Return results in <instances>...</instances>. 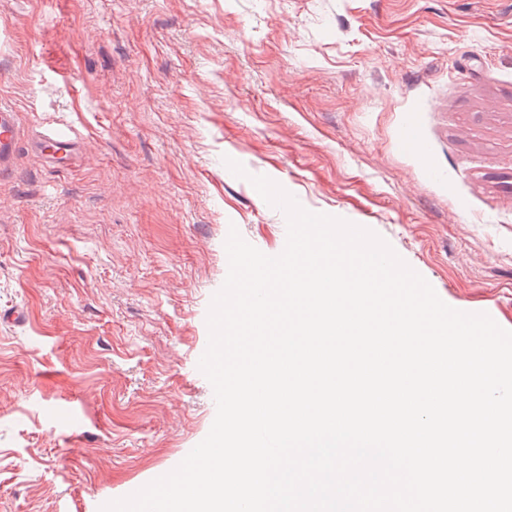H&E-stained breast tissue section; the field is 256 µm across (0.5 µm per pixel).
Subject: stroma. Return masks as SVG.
I'll return each mask as SVG.
<instances>
[{
	"mask_svg": "<svg viewBox=\"0 0 512 512\" xmlns=\"http://www.w3.org/2000/svg\"><path fill=\"white\" fill-rule=\"evenodd\" d=\"M0 102V512H99L207 436L229 229L287 235L225 158L512 330V0H0ZM21 144L17 113L6 104H0V169L7 168ZM78 133L70 128L47 125L33 147L52 161H70L78 143Z\"/></svg>",
	"mask_w": 512,
	"mask_h": 512,
	"instance_id": "1",
	"label": "stroma"
}]
</instances>
